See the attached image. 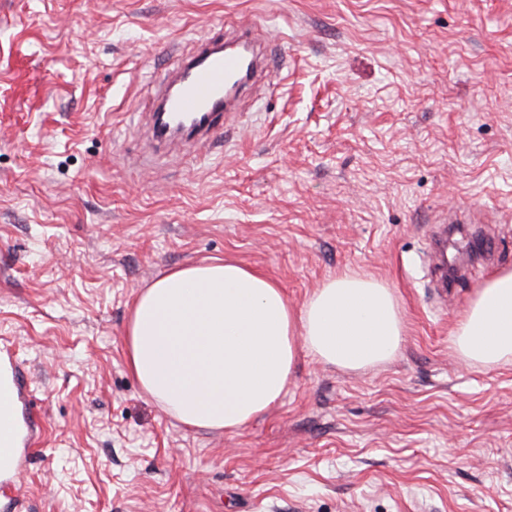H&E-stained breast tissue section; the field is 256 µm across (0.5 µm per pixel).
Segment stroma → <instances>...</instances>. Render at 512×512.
<instances>
[{"label": "stroma", "mask_w": 512, "mask_h": 512, "mask_svg": "<svg viewBox=\"0 0 512 512\" xmlns=\"http://www.w3.org/2000/svg\"><path fill=\"white\" fill-rule=\"evenodd\" d=\"M259 23L271 77L197 154L141 168L158 82ZM484 259L445 297L434 225ZM232 259L294 307L352 272L393 289L397 356L300 355L234 433L188 428L129 372L142 288ZM512 267V0H0V341L41 444L0 512H512V362L450 332Z\"/></svg>", "instance_id": "obj_1"}]
</instances>
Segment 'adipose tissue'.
<instances>
[{
	"label": "adipose tissue",
	"instance_id": "adipose-tissue-1",
	"mask_svg": "<svg viewBox=\"0 0 512 512\" xmlns=\"http://www.w3.org/2000/svg\"><path fill=\"white\" fill-rule=\"evenodd\" d=\"M405 334L391 288L343 274L302 307L262 272L234 261L175 268L134 301L127 367L144 394L193 428L237 432L288 388L300 353L356 371L391 360ZM473 365L512 361V270L494 274L451 337Z\"/></svg>",
	"mask_w": 512,
	"mask_h": 512
}]
</instances>
